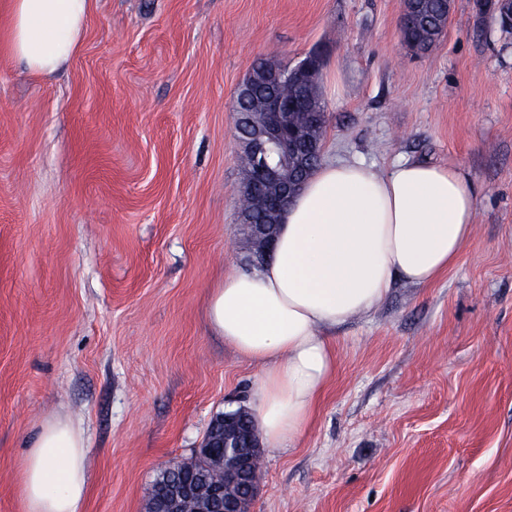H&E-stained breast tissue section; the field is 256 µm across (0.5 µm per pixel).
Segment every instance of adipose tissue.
Listing matches in <instances>:
<instances>
[{
	"instance_id": "adipose-tissue-1",
	"label": "adipose tissue",
	"mask_w": 512,
	"mask_h": 512,
	"mask_svg": "<svg viewBox=\"0 0 512 512\" xmlns=\"http://www.w3.org/2000/svg\"><path fill=\"white\" fill-rule=\"evenodd\" d=\"M4 2L0 51L31 72L53 74L78 50L92 0ZM479 193L453 164L322 163L284 211L272 259L210 290L211 327L260 369L251 413L266 447H290L311 424L336 370L331 329L370 313L395 280L428 286L458 263ZM87 471L81 432L44 421L20 463L22 512H81Z\"/></svg>"
}]
</instances>
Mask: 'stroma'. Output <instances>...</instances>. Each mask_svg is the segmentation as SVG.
<instances>
[{
    "label": "stroma",
    "instance_id": "stroma-1",
    "mask_svg": "<svg viewBox=\"0 0 512 512\" xmlns=\"http://www.w3.org/2000/svg\"><path fill=\"white\" fill-rule=\"evenodd\" d=\"M403 0H93L49 76L0 56V512L47 419L88 448L84 512L249 408L206 299L246 270L233 112L254 63L322 58L326 161L452 162L480 186L458 264L338 326L313 422L262 451L250 512H512V35L455 0L421 58Z\"/></svg>",
    "mask_w": 512,
    "mask_h": 512
}]
</instances>
